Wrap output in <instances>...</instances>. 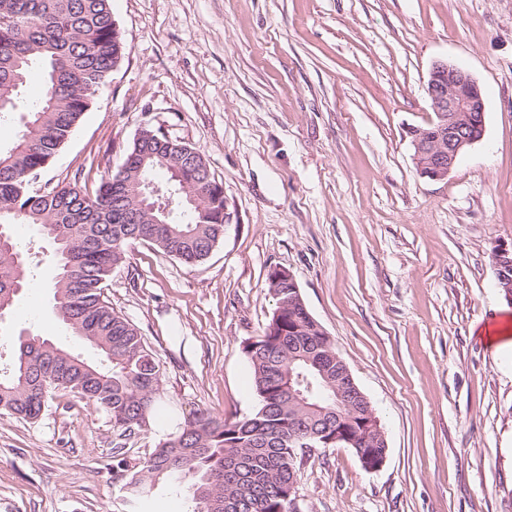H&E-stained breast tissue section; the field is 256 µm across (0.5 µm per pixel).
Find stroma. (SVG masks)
<instances>
[{
	"instance_id": "obj_1",
	"label": "stroma",
	"mask_w": 512,
	"mask_h": 512,
	"mask_svg": "<svg viewBox=\"0 0 512 512\" xmlns=\"http://www.w3.org/2000/svg\"><path fill=\"white\" fill-rule=\"evenodd\" d=\"M112 15L124 58L39 185H95L149 128L202 153L230 214L203 262L130 241L106 283L162 372L127 457L193 413L256 412L243 346L282 267L388 443L373 472L354 449H314L300 512H512V350L481 335L507 306L492 253L512 246V0H112ZM440 60L479 82L485 134L431 181L409 131L432 117ZM14 233L34 277L0 319V356L19 334L71 347L53 243ZM112 439L107 413L65 390L37 421L0 412V512H130Z\"/></svg>"
}]
</instances>
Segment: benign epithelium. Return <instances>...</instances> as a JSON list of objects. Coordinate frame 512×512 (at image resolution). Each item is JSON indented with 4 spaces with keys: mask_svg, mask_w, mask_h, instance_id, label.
<instances>
[{
    "mask_svg": "<svg viewBox=\"0 0 512 512\" xmlns=\"http://www.w3.org/2000/svg\"><path fill=\"white\" fill-rule=\"evenodd\" d=\"M427 95L436 125L433 136L420 127L409 131L414 147V160L419 175L433 181L443 180L456 165L460 156L485 134V100L477 79L466 69L446 61L435 62L428 75ZM272 293L279 298L278 311L289 303L303 304L294 276L286 269L275 268L269 274ZM324 385L334 391L336 405L342 406L354 399L361 404L363 414L359 422L336 421V428L316 430L307 435L300 452L292 459H299L307 451L321 445L341 444L355 450L367 471H376L386 461L387 447L375 451L368 445L385 441L380 420L366 395L355 384L345 361L336 359V379L323 376Z\"/></svg>",
    "mask_w": 512,
    "mask_h": 512,
    "instance_id": "obj_1",
    "label": "benign epithelium"
}]
</instances>
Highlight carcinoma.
I'll return each mask as SVG.
<instances>
[{
	"label": "carcinoma",
	"instance_id": "carcinoma-1",
	"mask_svg": "<svg viewBox=\"0 0 512 512\" xmlns=\"http://www.w3.org/2000/svg\"><path fill=\"white\" fill-rule=\"evenodd\" d=\"M1 15L10 23L0 24V123L18 111L35 69L43 73V88L10 145L0 147V319L29 285L13 228L31 224L56 245L55 314L100 361L37 334L18 338L10 368L0 372V410L34 422L62 388L106 411L115 433L112 473H124L120 491L135 509L144 508L156 484L173 478L192 512H297L288 499V449L308 430L336 420L331 392L314 387L304 406L288 393V374L320 376L306 362L316 354L313 338L303 332L263 335L245 346L259 404L253 416L232 423L195 418L147 460L133 463L126 456V437L148 426L156 412L162 378L138 330L112 309L105 282L124 261L130 240L186 264L204 260L224 229V187L197 156L169 151L161 134L133 143L119 168L92 191L76 183L28 191L30 176L42 172L89 111L91 90L109 78L122 47L111 0H0ZM161 174L173 180V205L165 215L154 212L160 223L153 224L143 205L154 199L138 191ZM186 188L205 194L201 209L187 203Z\"/></svg>",
	"mask_w": 512,
	"mask_h": 512
}]
</instances>
